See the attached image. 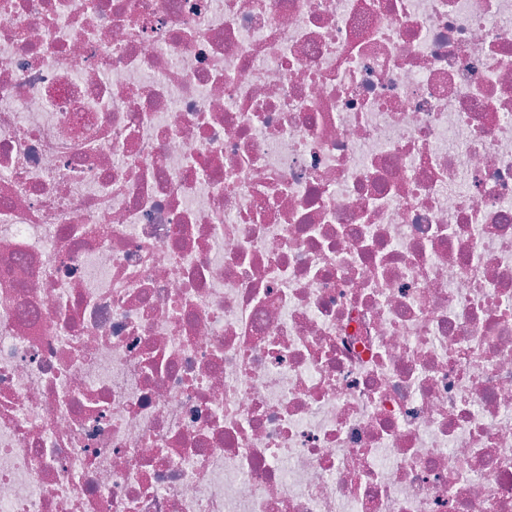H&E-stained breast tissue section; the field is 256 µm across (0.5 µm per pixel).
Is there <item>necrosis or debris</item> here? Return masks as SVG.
<instances>
[{
  "label": "necrosis or debris",
  "mask_w": 512,
  "mask_h": 512,
  "mask_svg": "<svg viewBox=\"0 0 512 512\" xmlns=\"http://www.w3.org/2000/svg\"><path fill=\"white\" fill-rule=\"evenodd\" d=\"M0 512H512V0H0Z\"/></svg>",
  "instance_id": "obj_1"
}]
</instances>
